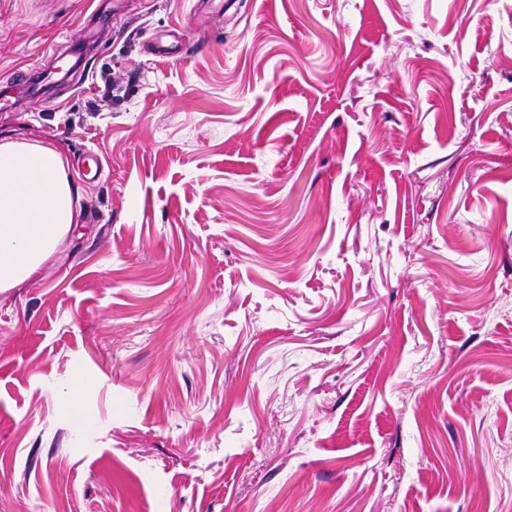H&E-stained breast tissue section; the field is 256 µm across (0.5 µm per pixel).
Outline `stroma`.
<instances>
[{"label":"stroma","mask_w":512,"mask_h":512,"mask_svg":"<svg viewBox=\"0 0 512 512\" xmlns=\"http://www.w3.org/2000/svg\"><path fill=\"white\" fill-rule=\"evenodd\" d=\"M3 97L0 512H512V0H0ZM73 193L57 147L0 141V293L31 279L77 224Z\"/></svg>","instance_id":"35a3bbf8"}]
</instances>
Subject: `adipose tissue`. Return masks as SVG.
<instances>
[{
  "instance_id": "1",
  "label": "adipose tissue",
  "mask_w": 512,
  "mask_h": 512,
  "mask_svg": "<svg viewBox=\"0 0 512 512\" xmlns=\"http://www.w3.org/2000/svg\"><path fill=\"white\" fill-rule=\"evenodd\" d=\"M68 163L55 146L0 141V293L31 279L78 220Z\"/></svg>"
}]
</instances>
